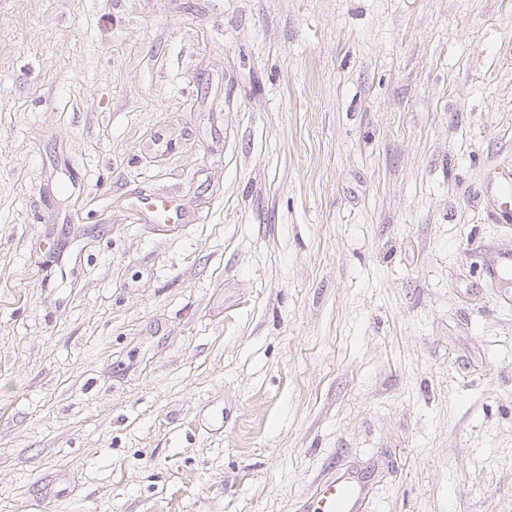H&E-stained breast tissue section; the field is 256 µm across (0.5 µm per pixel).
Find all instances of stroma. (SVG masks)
Here are the masks:
<instances>
[{
  "mask_svg": "<svg viewBox=\"0 0 512 512\" xmlns=\"http://www.w3.org/2000/svg\"><path fill=\"white\" fill-rule=\"evenodd\" d=\"M512 0H0V512H512ZM368 480L352 473L332 474L317 489L306 512H370Z\"/></svg>",
  "mask_w": 512,
  "mask_h": 512,
  "instance_id": "35a3bbf8",
  "label": "stroma"
}]
</instances>
